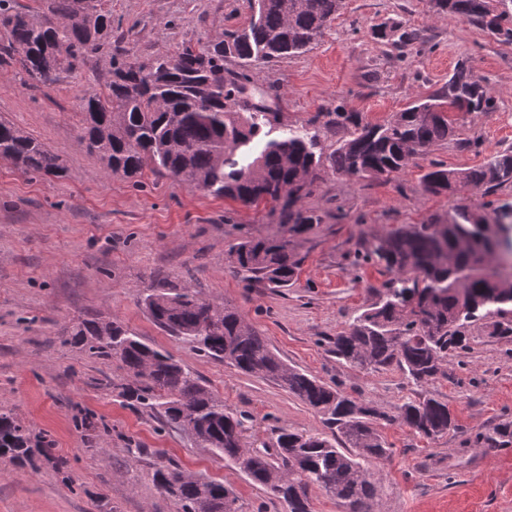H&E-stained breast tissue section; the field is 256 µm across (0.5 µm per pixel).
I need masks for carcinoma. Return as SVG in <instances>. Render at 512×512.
Returning <instances> with one entry per match:
<instances>
[{
  "label": "carcinoma",
  "instance_id": "1",
  "mask_svg": "<svg viewBox=\"0 0 512 512\" xmlns=\"http://www.w3.org/2000/svg\"><path fill=\"white\" fill-rule=\"evenodd\" d=\"M0 0V66L17 64L31 86H50L74 71L83 58L111 50L103 90L82 100L85 149L106 174L127 178L144 169L170 175L187 186L247 207L270 206L281 231L246 238L231 249L246 282L275 288L293 283L298 261L291 239L320 223L298 207L321 172L347 180L400 173L417 153L454 139L448 114L488 112L494 100L465 63L430 98L382 123H365L338 107L320 112L301 129L277 133L278 113L253 101L251 71L261 64L302 54L320 38L345 0H248L251 17L235 30L217 31L174 56L136 64L121 58L112 39L106 0ZM448 17L491 31L505 30L512 44V0H429ZM233 61L236 71L224 68ZM336 136L325 144L327 135ZM0 159L31 175L65 172L45 143L0 120ZM426 195L454 197L482 188L489 195L512 185V148L486 164L453 170L435 164L421 178ZM512 252V205H456L444 217L375 235L362 244V259L384 267L392 278L381 299L364 309L334 342L339 360L364 371L396 366L415 385L432 382L447 358L469 348V329L489 321L493 333L512 336V264L497 263ZM141 303L155 325L198 353L244 374H259L314 409L331 435L278 430L272 448L247 449L245 416L224 406L192 370L133 335L116 319H84L70 343L93 356L121 363L129 376L122 395L159 415L162 426L194 430L195 443L238 469L275 498L283 512H311L308 491L330 494L344 512H369L380 499L372 467L390 456L378 431L382 421L435 439L453 424L448 404L426 393L390 415L286 365L265 339L228 303L207 301L188 287L148 289ZM34 436L7 410H0V458L28 461ZM475 445L512 446V423L476 436ZM158 491L177 512H239L238 498L224 482L177 465L155 469Z\"/></svg>",
  "mask_w": 512,
  "mask_h": 512
}]
</instances>
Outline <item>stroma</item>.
I'll return each instance as SVG.
<instances>
[{
  "label": "stroma",
  "mask_w": 512,
  "mask_h": 512,
  "mask_svg": "<svg viewBox=\"0 0 512 512\" xmlns=\"http://www.w3.org/2000/svg\"><path fill=\"white\" fill-rule=\"evenodd\" d=\"M247 0H112V28L122 58L136 63L176 55L213 31L243 25ZM382 27L383 36L373 33ZM419 42H401L403 32ZM467 63L495 108L458 118L454 140L412 159L400 174L349 181L324 174L301 202L319 216L297 237L300 265L285 288L250 284L232 262L233 245L280 230L268 208L217 198L165 174L141 183L106 175L80 142L82 97L100 91L108 54H91L51 86L24 85L16 68L0 66V119L43 141L62 159L63 176L26 175L0 159V409L48 440L52 458L36 469L0 459V512H176L153 484L168 463L221 480L242 512H282L244 474L196 445L184 431L162 428L133 409L119 386L127 374L71 344L78 319L110 316L143 342L190 368L226 407L247 414L245 445H273L279 428L322 433L317 413L274 383L193 351L156 326L140 303L163 280L204 299L234 305L285 362L358 400L395 412L417 398L399 369L366 372L340 362L332 340L389 275L359 261L362 240L392 227L446 215L456 202L512 204V187L491 196L424 194L431 164L466 169L512 147V45L479 27L433 13L427 0H346L314 48L251 72L283 127L343 107L380 123L446 85ZM469 350L449 357L429 393L447 403L455 425L430 440L403 425H384L391 456L373 470L379 512H512V447L475 446L477 434L512 422V337L471 329ZM108 433L81 426L85 415ZM66 458L56 469L53 460Z\"/></svg>",
  "instance_id": "stroma-1"
}]
</instances>
